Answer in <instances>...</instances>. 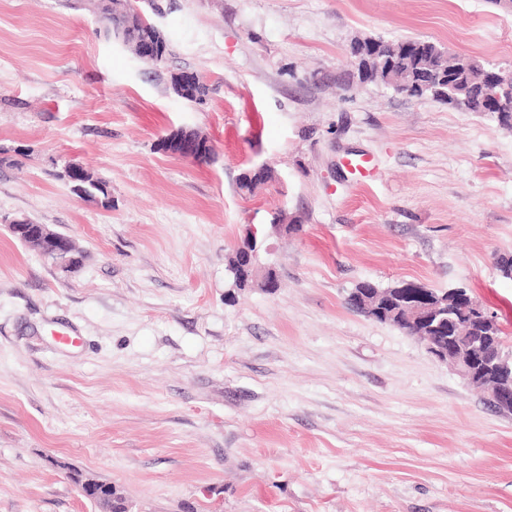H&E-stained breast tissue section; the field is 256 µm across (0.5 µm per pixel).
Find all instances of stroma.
I'll list each match as a JSON object with an SVG mask.
<instances>
[{
  "instance_id": "stroma-1",
  "label": "stroma",
  "mask_w": 512,
  "mask_h": 512,
  "mask_svg": "<svg viewBox=\"0 0 512 512\" xmlns=\"http://www.w3.org/2000/svg\"><path fill=\"white\" fill-rule=\"evenodd\" d=\"M74 3L0 0V512H108L77 473L127 512H512V415L345 304L361 281L463 288L512 351V130L358 84L349 54L417 38L512 69V12L172 0L156 66ZM173 70L206 101L172 95ZM179 128L213 142L208 162L157 149ZM70 163L110 205L71 192ZM261 164L273 180L241 190ZM20 216L82 265L16 240ZM250 230L274 292L231 290ZM28 220L30 224H8L13 235L23 242L32 236H40L57 242V246L51 245L50 249L46 252L56 258V261L53 263L63 268H68L73 260V257L68 255L67 241L70 238L51 231L48 225L33 224L32 219L28 218ZM77 486L82 495L96 501L112 499V491L115 492L111 484L104 483L92 477H86Z\"/></svg>"
}]
</instances>
